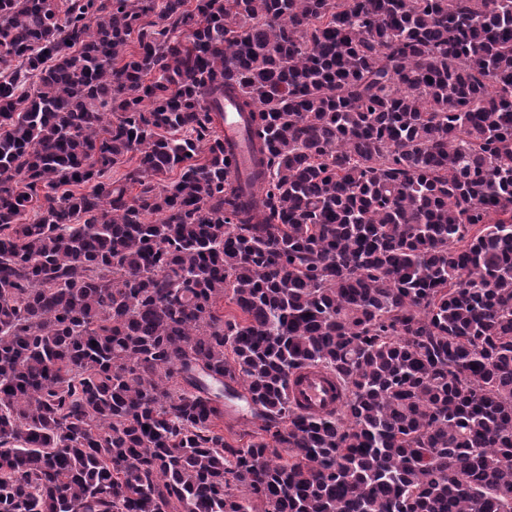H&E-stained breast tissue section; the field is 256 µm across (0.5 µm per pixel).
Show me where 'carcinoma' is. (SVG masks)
<instances>
[{"label": "carcinoma", "instance_id": "cac0c4a2", "mask_svg": "<svg viewBox=\"0 0 512 512\" xmlns=\"http://www.w3.org/2000/svg\"><path fill=\"white\" fill-rule=\"evenodd\" d=\"M0 512H512V0H0ZM219 135L225 146L233 150L235 173L244 178L253 165L252 136L233 97L224 98V122L219 129ZM291 397L311 413L334 410L341 404L336 380L319 369H309L292 381ZM224 412V437H226L234 445L246 443L250 435L257 431L258 426L262 423L261 420L256 418L253 413L247 418H242L230 411H240V408L235 405H230ZM236 439L232 441L231 439ZM241 439V440H240Z\"/></svg>", "mask_w": 512, "mask_h": 512}]
</instances>
